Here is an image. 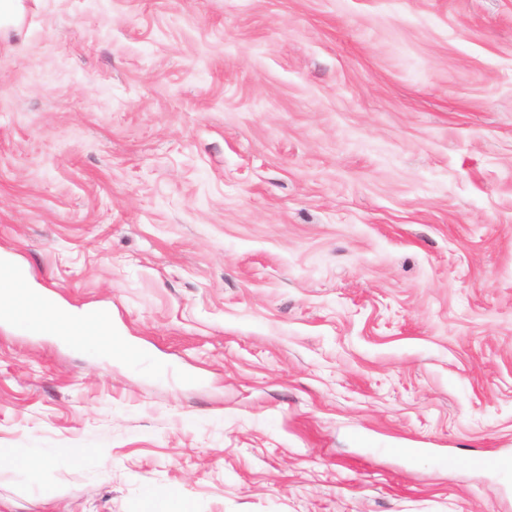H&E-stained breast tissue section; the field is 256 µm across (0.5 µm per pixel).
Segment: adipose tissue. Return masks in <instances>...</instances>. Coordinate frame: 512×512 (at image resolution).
Here are the masks:
<instances>
[{"mask_svg":"<svg viewBox=\"0 0 512 512\" xmlns=\"http://www.w3.org/2000/svg\"><path fill=\"white\" fill-rule=\"evenodd\" d=\"M0 311L9 315L23 328L51 336L65 342H85L101 336L110 349H117L118 343L112 335V326L107 317L91 318L84 313L60 306L48 293L32 292L26 277L11 282L0 280ZM77 451L61 448L48 451L32 449L25 457H16L0 448V470L11 469L25 481L37 482L48 467L66 465Z\"/></svg>","mask_w":512,"mask_h":512,"instance_id":"adipose-tissue-1","label":"adipose tissue"}]
</instances>
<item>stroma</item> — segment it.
<instances>
[{"instance_id":"stroma-1","label":"stroma","mask_w":512,"mask_h":512,"mask_svg":"<svg viewBox=\"0 0 512 512\" xmlns=\"http://www.w3.org/2000/svg\"><path fill=\"white\" fill-rule=\"evenodd\" d=\"M0 512H512V0H20ZM0 311L9 315L23 328L40 335L54 337L65 342L79 341L100 354L119 350L138 365L144 361L129 349L119 345L112 336V326L107 316L90 318L82 312L60 306L54 297L46 292H32L26 275L11 282L0 279ZM93 336L106 338V349L86 343ZM78 451L77 448H60L55 451L33 448L24 458H17L11 452L0 448V470H14L25 481L36 483L45 469L54 465H66Z\"/></svg>"}]
</instances>
